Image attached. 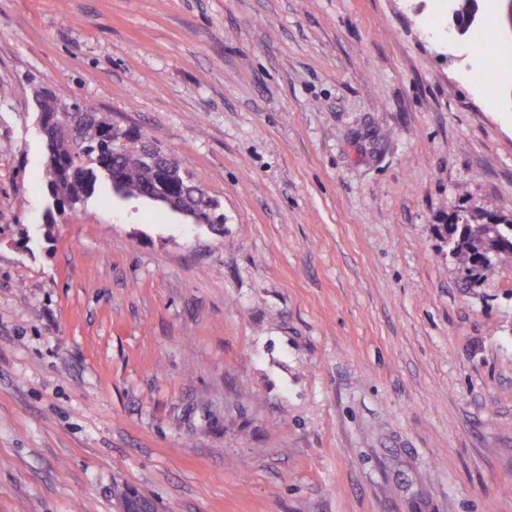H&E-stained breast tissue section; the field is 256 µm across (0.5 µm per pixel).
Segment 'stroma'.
<instances>
[{
	"label": "stroma",
	"instance_id": "stroma-1",
	"mask_svg": "<svg viewBox=\"0 0 512 512\" xmlns=\"http://www.w3.org/2000/svg\"><path fill=\"white\" fill-rule=\"evenodd\" d=\"M448 0H0V512H512V59ZM184 159L224 232L47 223L33 88ZM457 221L462 224H445L449 254L477 280L496 276L503 261L512 259V224Z\"/></svg>",
	"mask_w": 512,
	"mask_h": 512
}]
</instances>
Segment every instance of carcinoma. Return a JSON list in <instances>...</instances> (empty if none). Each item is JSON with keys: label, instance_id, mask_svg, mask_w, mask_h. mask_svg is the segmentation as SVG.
I'll list each match as a JSON object with an SVG mask.
<instances>
[{"label": "carcinoma", "instance_id": "obj_1", "mask_svg": "<svg viewBox=\"0 0 512 512\" xmlns=\"http://www.w3.org/2000/svg\"><path fill=\"white\" fill-rule=\"evenodd\" d=\"M112 123L88 118L68 136L44 144L45 163L58 174L56 207L84 205L96 188L122 200L144 199L174 213L194 214L208 224H224L221 202L209 196L188 168L168 181L146 163L122 154L113 144ZM448 252L475 278L487 280L512 259V224H448Z\"/></svg>", "mask_w": 512, "mask_h": 512}]
</instances>
